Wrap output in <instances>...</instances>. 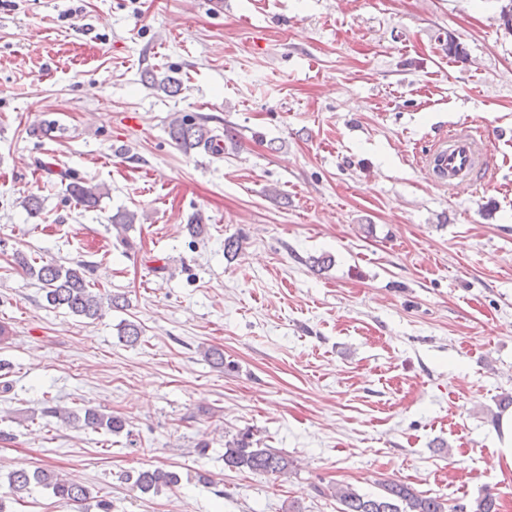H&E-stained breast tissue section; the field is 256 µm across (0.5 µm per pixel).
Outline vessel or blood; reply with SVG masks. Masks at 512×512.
<instances>
[{
    "mask_svg": "<svg viewBox=\"0 0 512 512\" xmlns=\"http://www.w3.org/2000/svg\"><path fill=\"white\" fill-rule=\"evenodd\" d=\"M489 136L468 124H460L441 137L421 158V166L430 178L449 190L474 183V174L490 168Z\"/></svg>",
    "mask_w": 512,
    "mask_h": 512,
    "instance_id": "obj_1",
    "label": "vessel or blood"
}]
</instances>
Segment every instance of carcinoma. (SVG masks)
<instances>
[{"label":"carcinoma","mask_w":512,"mask_h":512,"mask_svg":"<svg viewBox=\"0 0 512 512\" xmlns=\"http://www.w3.org/2000/svg\"><path fill=\"white\" fill-rule=\"evenodd\" d=\"M142 81L150 88L169 96L176 94L180 87L175 78L168 75L159 78L149 69L143 72ZM169 136L186 153L201 148L215 154L221 153L220 135L192 115L174 118L169 123ZM62 179L67 181L66 191L79 204L86 208L97 205L101 197L99 187L84 182L72 172L63 173ZM137 220L138 213L129 209L112 215L113 227L120 232L132 228ZM15 262L39 283L47 305L53 309H63L72 316L94 320L101 315L105 306L121 309L127 305V299L122 294H110L103 298L93 291L86 279L82 263L74 267L44 263L37 267L22 253L16 254ZM119 334L121 340L134 345L142 336V328L133 321H126L120 326ZM41 414L59 417L68 423H79L86 428L110 435L118 434L125 428L122 418L92 407L76 410L46 406ZM224 465L254 474L281 476L288 474L293 461L281 451L260 447V442L252 441L251 435L243 434L224 440ZM127 480L132 483L133 489L143 494L157 492L163 487L172 490L181 482L178 473L162 468L137 470L128 475ZM33 485L49 488L55 497L72 504H82L92 497L87 486L64 478L49 468L33 471L18 469L10 473L8 496L19 501ZM379 486L380 492L377 494H360L351 487L336 489L335 497L342 505L340 512H448L447 500L439 496L417 492L396 481H383Z\"/></svg>","instance_id":"obj_1"}]
</instances>
